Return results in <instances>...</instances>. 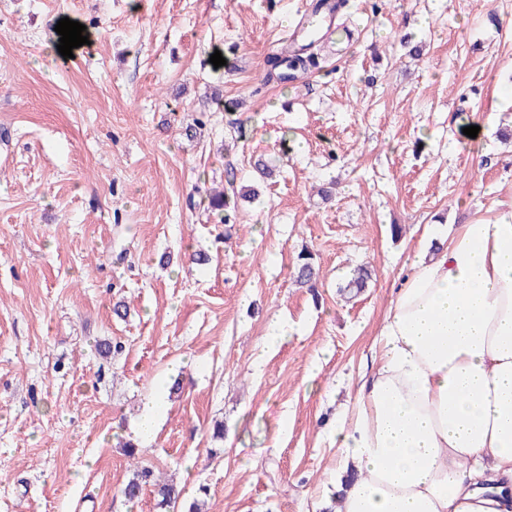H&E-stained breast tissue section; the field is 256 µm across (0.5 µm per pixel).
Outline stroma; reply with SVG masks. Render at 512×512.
Masks as SVG:
<instances>
[{"label":"stroma","mask_w":512,"mask_h":512,"mask_svg":"<svg viewBox=\"0 0 512 512\" xmlns=\"http://www.w3.org/2000/svg\"><path fill=\"white\" fill-rule=\"evenodd\" d=\"M300 7L0 0V512H164L121 496L140 465L206 512H332L329 433L428 227L512 212V0H348L349 51L264 82ZM65 17L89 39L69 59ZM231 179L260 196L223 224L207 196Z\"/></svg>","instance_id":"1"}]
</instances>
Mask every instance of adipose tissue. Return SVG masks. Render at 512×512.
I'll list each match as a JSON object with an SVG mask.
<instances>
[{"mask_svg": "<svg viewBox=\"0 0 512 512\" xmlns=\"http://www.w3.org/2000/svg\"><path fill=\"white\" fill-rule=\"evenodd\" d=\"M333 432L336 512H512V212L418 252Z\"/></svg>", "mask_w": 512, "mask_h": 512, "instance_id": "ef3b65f1", "label": "adipose tissue"}]
</instances>
